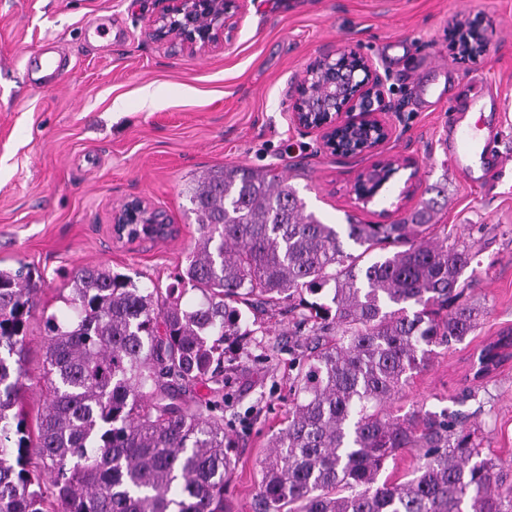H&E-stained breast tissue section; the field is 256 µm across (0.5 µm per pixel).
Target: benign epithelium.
<instances>
[{
  "label": "benign epithelium",
  "instance_id": "benign-epithelium-1",
  "mask_svg": "<svg viewBox=\"0 0 512 512\" xmlns=\"http://www.w3.org/2000/svg\"><path fill=\"white\" fill-rule=\"evenodd\" d=\"M232 0H166V6L148 29V36L170 41L191 54L222 47L224 35L237 26ZM320 62L332 67L323 94L312 93L309 82L290 87L292 123L316 132L330 154L340 158L374 153L393 135L387 114L385 79L367 56L338 49ZM170 225L160 223L139 198L128 201L113 215L115 240L135 241L167 235Z\"/></svg>",
  "mask_w": 512,
  "mask_h": 512
}]
</instances>
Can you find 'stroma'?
Returning <instances> with one entry per match:
<instances>
[{
	"instance_id": "obj_1",
	"label": "stroma",
	"mask_w": 512,
	"mask_h": 512,
	"mask_svg": "<svg viewBox=\"0 0 512 512\" xmlns=\"http://www.w3.org/2000/svg\"><path fill=\"white\" fill-rule=\"evenodd\" d=\"M238 25L216 51L191 55L146 34L162 0H0V267L26 264L37 281L28 323L23 396L36 429L45 386L43 314L63 315L71 272L98 266L136 285L167 287L200 236L188 188L224 166L264 169L288 180L327 224L392 223L448 183L436 222L464 240L475 259L466 298L484 316L464 341L436 348L389 406L395 416L450 408L484 455L512 467V360L465 397L476 348L512 331V199L484 197L477 179L451 167L442 141L456 102L500 86L509 118L488 152L512 148V0H237ZM478 24L486 49L464 53L457 23ZM62 58L55 83L41 81L37 52ZM369 56L395 110L379 155L339 160L316 134L292 124L291 83L324 54ZM433 94L415 102L413 80ZM406 161L370 203L359 176L379 158ZM172 226L163 238L119 243L112 216L131 198ZM287 305L257 314L248 354H224V426L233 512H253L269 440L293 403L304 334Z\"/></svg>"
}]
</instances>
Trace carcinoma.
Segmentation results:
<instances>
[{
  "label": "carcinoma",
  "mask_w": 512,
  "mask_h": 512,
  "mask_svg": "<svg viewBox=\"0 0 512 512\" xmlns=\"http://www.w3.org/2000/svg\"><path fill=\"white\" fill-rule=\"evenodd\" d=\"M190 201L200 236L176 284L72 274L73 317H44L47 396L33 435L19 404L38 288L28 266L0 268V512H230L224 343L253 335L246 312L295 299L305 350L255 512H512V470L481 457L457 413L388 412L433 348L463 341L480 317L460 284L474 254L436 234L432 207L349 222L355 254L263 170H213ZM327 286L328 304L304 297ZM189 290L194 307L182 304ZM509 357L507 332L473 355V379ZM406 448L421 466L380 481Z\"/></svg>",
  "instance_id": "carcinoma-1"
}]
</instances>
